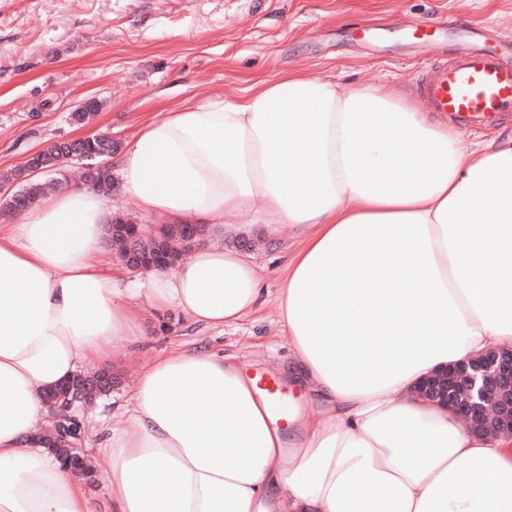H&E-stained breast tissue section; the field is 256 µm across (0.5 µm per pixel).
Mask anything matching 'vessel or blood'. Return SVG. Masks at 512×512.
<instances>
[{
  "mask_svg": "<svg viewBox=\"0 0 512 512\" xmlns=\"http://www.w3.org/2000/svg\"><path fill=\"white\" fill-rule=\"evenodd\" d=\"M418 96L427 112L464 133L512 124V59L461 38L443 62L423 72Z\"/></svg>",
  "mask_w": 512,
  "mask_h": 512,
  "instance_id": "obj_1",
  "label": "vessel or blood"
}]
</instances>
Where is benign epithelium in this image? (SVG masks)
Here are the masks:
<instances>
[{
	"label": "benign epithelium",
	"mask_w": 512,
	"mask_h": 512,
	"mask_svg": "<svg viewBox=\"0 0 512 512\" xmlns=\"http://www.w3.org/2000/svg\"><path fill=\"white\" fill-rule=\"evenodd\" d=\"M110 380V372L95 377L81 375L67 386L72 395L69 406L91 389H98ZM463 392L465 400L457 399ZM417 392L423 397L448 408L462 421L465 428L493 420L490 433L512 438V346H501L470 359L462 366L450 367L430 375L419 383ZM55 455L65 472L87 477L86 459L74 448H57Z\"/></svg>",
	"instance_id": "7a95c632"
}]
</instances>
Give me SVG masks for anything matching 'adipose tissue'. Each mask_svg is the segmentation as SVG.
I'll list each match as a JSON object with an SVG mask.
<instances>
[{
    "instance_id": "obj_1",
    "label": "adipose tissue",
    "mask_w": 512,
    "mask_h": 512,
    "mask_svg": "<svg viewBox=\"0 0 512 512\" xmlns=\"http://www.w3.org/2000/svg\"><path fill=\"white\" fill-rule=\"evenodd\" d=\"M144 215L236 233L255 213L294 249L280 325L319 416L270 399L234 356L154 358L109 438V512H512V439L420 397L426 376L512 345V138L468 141L383 84L291 72L149 115L116 158ZM115 208L77 187L0 230V512H92L36 442L44 392L174 308L206 328L263 282L208 244L134 276L98 255Z\"/></svg>"
}]
</instances>
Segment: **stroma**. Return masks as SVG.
I'll return each mask as SVG.
<instances>
[{"label":"stroma","instance_id":"stroma-1","mask_svg":"<svg viewBox=\"0 0 512 512\" xmlns=\"http://www.w3.org/2000/svg\"><path fill=\"white\" fill-rule=\"evenodd\" d=\"M451 21L436 45L409 40L419 24ZM491 26L482 45L512 50V0H0V172L62 138L111 133L124 145L139 116L210 95H242L260 78L308 72L357 89L383 83L416 111L413 78L455 40ZM94 97L91 125L67 115ZM263 277L258 310L236 327L205 329L179 311H145L167 332L113 341L107 366L119 387L85 415L88 438L104 437L155 356L174 346L237 356L248 373L294 374L277 324L284 244L253 235Z\"/></svg>","mask_w":512,"mask_h":512}]
</instances>
